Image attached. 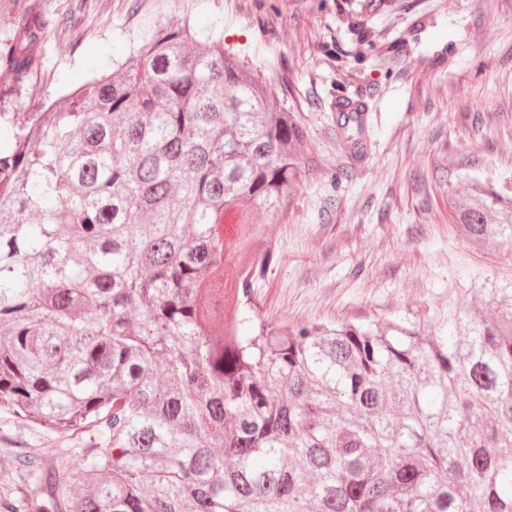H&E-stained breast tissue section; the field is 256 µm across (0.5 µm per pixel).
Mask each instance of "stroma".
I'll list each match as a JSON object with an SVG mask.
<instances>
[{
    "label": "stroma",
    "mask_w": 512,
    "mask_h": 512,
    "mask_svg": "<svg viewBox=\"0 0 512 512\" xmlns=\"http://www.w3.org/2000/svg\"><path fill=\"white\" fill-rule=\"evenodd\" d=\"M186 24L270 85L316 162L285 223L255 217L277 251L252 287L263 318L383 323L451 302L496 316L512 245L458 236L448 198L512 178V0H0V42L35 59L22 77L0 64V119L27 122L62 86L121 73L145 39ZM353 101L360 152L337 123ZM85 446L0 409V477L32 453L70 477Z\"/></svg>",
    "instance_id": "35a3bbf8"
}]
</instances>
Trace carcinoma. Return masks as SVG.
Wrapping results in <instances>:
<instances>
[{
  "mask_svg": "<svg viewBox=\"0 0 512 512\" xmlns=\"http://www.w3.org/2000/svg\"><path fill=\"white\" fill-rule=\"evenodd\" d=\"M18 75L34 64L10 47ZM0 408L89 437L0 512H512V295L419 320L275 326L251 304L310 162L221 38L143 44L28 129L0 125ZM458 234L512 242L474 180Z\"/></svg>",
  "mask_w": 512,
  "mask_h": 512,
  "instance_id": "carcinoma-1",
  "label": "carcinoma"
}]
</instances>
